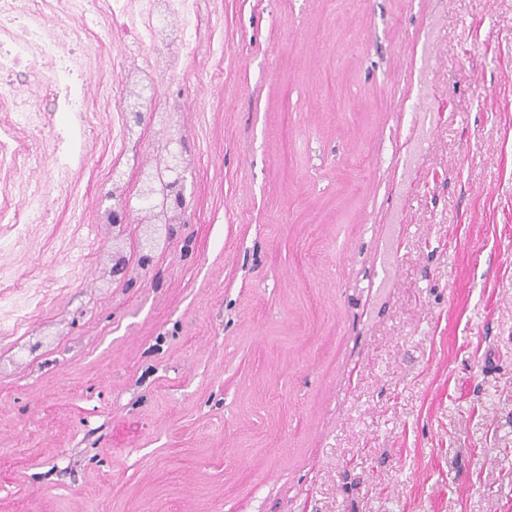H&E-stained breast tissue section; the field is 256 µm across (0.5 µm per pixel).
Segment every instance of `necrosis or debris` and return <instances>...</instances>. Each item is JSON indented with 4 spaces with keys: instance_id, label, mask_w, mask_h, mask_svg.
<instances>
[{
    "instance_id": "obj_1",
    "label": "necrosis or debris",
    "mask_w": 512,
    "mask_h": 512,
    "mask_svg": "<svg viewBox=\"0 0 512 512\" xmlns=\"http://www.w3.org/2000/svg\"><path fill=\"white\" fill-rule=\"evenodd\" d=\"M141 28L130 30L129 40L145 46L142 64L127 66L118 77L121 90L132 91L138 117L121 128L125 155L136 154L144 121L165 127L169 140L185 136L174 102L164 99L162 87L172 78L176 57L190 53L202 38L195 0H148ZM17 68L38 71L59 102L61 111L87 110L88 80L70 57L65 44L50 32L44 13L26 7L23 0H0V72ZM0 155H5L16 129L32 123L36 106L22 92L0 87Z\"/></svg>"
}]
</instances>
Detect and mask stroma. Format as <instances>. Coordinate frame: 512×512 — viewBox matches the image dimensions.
Returning <instances> with one entry per match:
<instances>
[{
	"label": "stroma",
	"mask_w": 512,
	"mask_h": 512,
	"mask_svg": "<svg viewBox=\"0 0 512 512\" xmlns=\"http://www.w3.org/2000/svg\"><path fill=\"white\" fill-rule=\"evenodd\" d=\"M80 168L0 163V512H512V0H200L179 58L196 205L147 278L87 259L128 63ZM47 156L71 123L30 71ZM46 195L40 187L39 182H35L34 187L29 191L22 201L21 209H11V207H0L1 224H30L33 223L37 215L44 206Z\"/></svg>",
	"instance_id": "1"
}]
</instances>
